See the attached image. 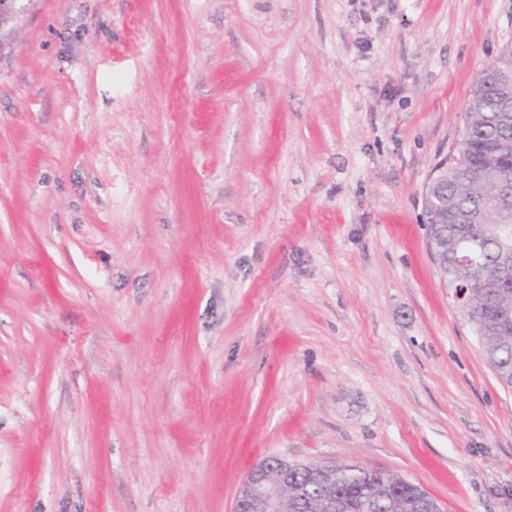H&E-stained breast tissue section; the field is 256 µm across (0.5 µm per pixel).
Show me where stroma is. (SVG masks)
<instances>
[{"label": "stroma", "mask_w": 512, "mask_h": 512, "mask_svg": "<svg viewBox=\"0 0 512 512\" xmlns=\"http://www.w3.org/2000/svg\"><path fill=\"white\" fill-rule=\"evenodd\" d=\"M0 512H233L268 455L512 512V390L423 188L512 0H14Z\"/></svg>", "instance_id": "35a3bbf8"}]
</instances>
